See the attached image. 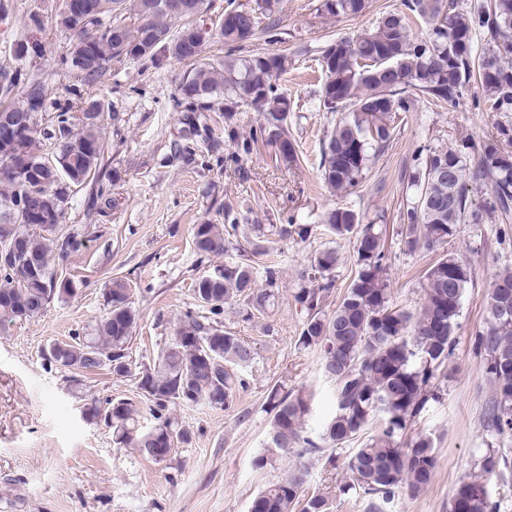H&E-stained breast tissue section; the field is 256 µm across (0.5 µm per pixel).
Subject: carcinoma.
<instances>
[{"mask_svg":"<svg viewBox=\"0 0 512 512\" xmlns=\"http://www.w3.org/2000/svg\"><path fill=\"white\" fill-rule=\"evenodd\" d=\"M101 11L78 16L67 9L57 24L74 40L64 63L81 81L93 83L112 65L124 60L148 59L156 65L171 57L192 65L178 87V101L194 112H209L214 98L224 96V120L232 122L245 109L259 112L251 139H281L276 159L288 167L297 151L288 132L294 103L278 91L276 81L288 72V51L235 55L236 45L255 34L262 19L264 32L280 41L272 21L276 0H254L247 9L224 11L217 31L229 51L217 63L200 62L203 35L196 13L171 14L164 0H137V24L122 17L123 0H96ZM324 10L352 17L366 8V0H324ZM180 20L174 28L172 20ZM429 25L426 37L412 36V24ZM106 27L103 34L84 40L87 30ZM485 46L475 51L474 35ZM325 81L320 107L339 115L320 150L319 168L324 184L334 193H349L366 179L370 158L381 153L393 138L396 115L408 112L420 97L431 105L453 103L463 96L473 72L485 90L483 105L491 112H512V0H491L466 8L460 0H404L403 9L384 14L372 30L329 41L318 53ZM0 85V111L25 117L32 125L24 143L0 138V165L7 162L16 173L3 180L0 192V249L20 238L21 254L0 261V332L16 322L42 314L53 299L73 293L74 284L52 264L53 256H66L84 247L78 236L62 229L65 206L73 189L99 180L104 154L101 128L105 102L91 98L81 105L85 120L75 124L71 112L52 117L51 129L38 128L33 96L49 100L51 91L41 82H28L16 70ZM22 100L13 102L16 88ZM421 168L409 174L416 199L402 214L400 235L413 251L432 250L455 235L464 223L484 224L512 214V122L500 121L483 141L475 165L451 147L423 148ZM490 185V196L478 208L469 201L466 182ZM44 184L42 214L47 224L30 227L26 184ZM329 232L355 240L354 278L336 310L327 315L322 303L335 287L333 272L339 261L334 248L318 251L310 261L315 288H299L293 295L305 312L299 336L304 348L318 350L322 374L335 383L336 407L317 435L305 430L311 396L301 391L271 388L267 402L272 414L266 437L267 452L296 449L300 461L280 481L261 489L249 512H332V502L321 493L307 491L308 467L301 459L332 452L359 441L348 463L353 484L368 496L367 512H385L397 493L419 495L433 480L436 450L432 438L417 434L404 442L407 427L439 398L433 380L449 368L459 327L461 299L470 280L467 266L449 254L425 272L423 302L415 312L395 306L386 277L387 254L383 232L373 224H360L358 214L336 207L324 215ZM193 243L198 253L222 255L226 249L224 225L196 224ZM202 313L189 315L164 345L157 361L139 372L138 388L156 424L139 426V411L129 400H108L88 409L90 416L112 429L113 443L137 448L156 462L166 460L173 448L190 442L189 429L171 416L176 407L207 404L229 409L246 387L241 371L255 352L241 337L224 330V305L241 300L249 320L275 305L279 273L265 269L258 285L253 266L245 261L219 265L199 276L192 288ZM106 315L85 336L53 342L45 354L52 366L76 373L104 367L116 377L131 372L128 347L138 314L130 284L114 279L105 289ZM486 326L476 333L486 354V372L494 397L487 426L500 435L512 434V267L500 269L486 301ZM383 425L376 435L362 439L375 417ZM512 466L505 452L482 456L480 473L461 481L450 499L448 512H499L491 500L484 476Z\"/></svg>","mask_w":512,"mask_h":512,"instance_id":"1","label":"carcinoma"}]
</instances>
